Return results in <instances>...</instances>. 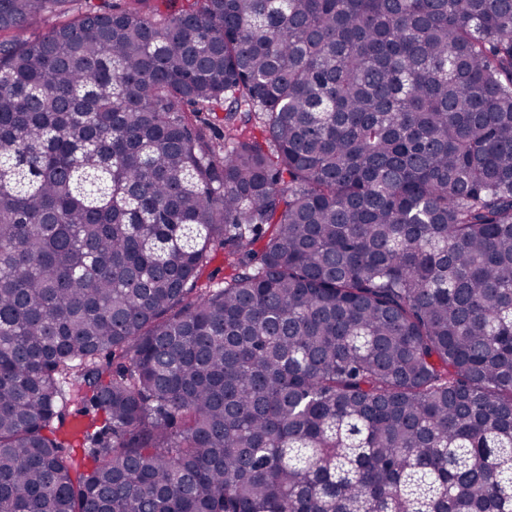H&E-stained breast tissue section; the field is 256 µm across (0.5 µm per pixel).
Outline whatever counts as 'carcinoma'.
<instances>
[{
	"label": "carcinoma",
	"mask_w": 512,
	"mask_h": 512,
	"mask_svg": "<svg viewBox=\"0 0 512 512\" xmlns=\"http://www.w3.org/2000/svg\"><path fill=\"white\" fill-rule=\"evenodd\" d=\"M69 2L0 0V512H512V0ZM230 273L224 263V250L221 248H214L210 253L208 264L203 269L201 281L210 285H224V276Z\"/></svg>",
	"instance_id": "carcinoma-1"
}]
</instances>
